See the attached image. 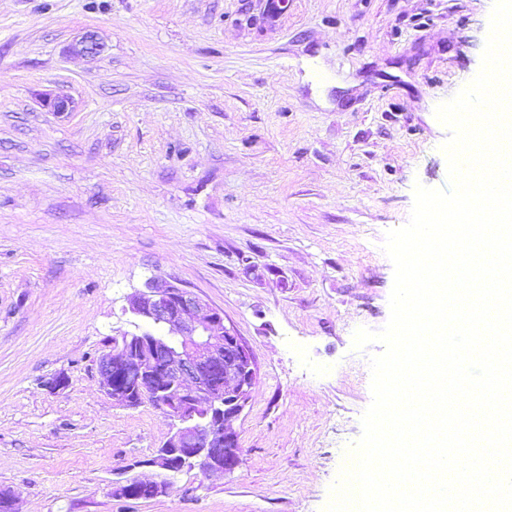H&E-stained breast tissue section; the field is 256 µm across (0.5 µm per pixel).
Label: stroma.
Here are the masks:
<instances>
[{"instance_id": "stroma-1", "label": "stroma", "mask_w": 512, "mask_h": 512, "mask_svg": "<svg viewBox=\"0 0 512 512\" xmlns=\"http://www.w3.org/2000/svg\"><path fill=\"white\" fill-rule=\"evenodd\" d=\"M495 0H0V490L18 512H324L372 400L358 328L390 318L438 104L482 65ZM104 44L76 53L84 33ZM68 93L72 111L42 106ZM174 279L221 308L257 381L239 467L163 476L171 430L98 362ZM67 379L63 388L55 379ZM167 479L164 496L114 482ZM148 485L153 490L154 498H159L164 496L167 492L168 483L165 479L160 481H140L135 479L118 481L116 482V486L114 489V493L123 498L133 499L136 497V485ZM152 491L149 488H143L138 495V498L134 500H150L153 497Z\"/></svg>"}]
</instances>
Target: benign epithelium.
Returning a JSON list of instances; mask_svg holds the SVG:
<instances>
[{
  "label": "benign epithelium",
  "mask_w": 512,
  "mask_h": 512,
  "mask_svg": "<svg viewBox=\"0 0 512 512\" xmlns=\"http://www.w3.org/2000/svg\"><path fill=\"white\" fill-rule=\"evenodd\" d=\"M79 52L98 56L104 45L88 34ZM43 106L70 112L74 101L66 94L48 95ZM126 311L148 329L114 339L98 371L112 403L136 408L154 400L171 419L172 431L145 463L165 474L186 468L205 477L234 472L240 448L229 421L249 402L257 367L235 330L224 324V312L178 282L154 280L128 296ZM133 366L136 384L130 387L126 376Z\"/></svg>",
  "instance_id": "benign-epithelium-1"
}]
</instances>
